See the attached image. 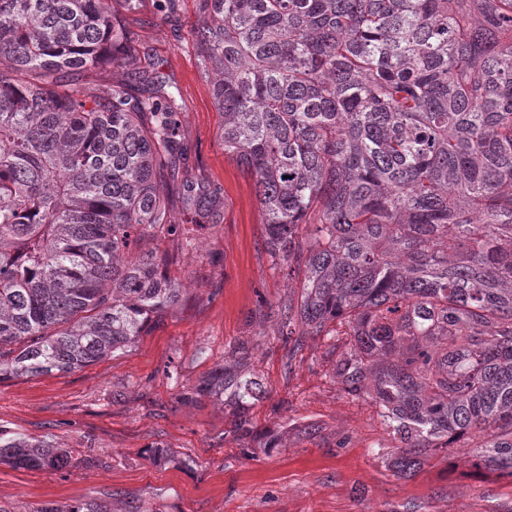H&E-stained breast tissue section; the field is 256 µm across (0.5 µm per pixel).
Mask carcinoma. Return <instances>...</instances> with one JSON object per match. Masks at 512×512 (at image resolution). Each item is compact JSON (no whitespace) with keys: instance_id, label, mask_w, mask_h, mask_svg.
Wrapping results in <instances>:
<instances>
[{"instance_id":"carcinoma-1","label":"carcinoma","mask_w":512,"mask_h":512,"mask_svg":"<svg viewBox=\"0 0 512 512\" xmlns=\"http://www.w3.org/2000/svg\"><path fill=\"white\" fill-rule=\"evenodd\" d=\"M143 0H0V378L69 372L134 344L186 292V226L224 223L189 169L179 92L122 13ZM224 155L252 178L288 357L308 336L379 409L408 479L466 440L512 477V0H199ZM136 70L103 91L104 65ZM83 75L73 83L65 74ZM164 245L144 250L146 239ZM241 339L195 392L236 439L281 448ZM75 449L0 429V464ZM36 512H107L99 502Z\"/></svg>"}]
</instances>
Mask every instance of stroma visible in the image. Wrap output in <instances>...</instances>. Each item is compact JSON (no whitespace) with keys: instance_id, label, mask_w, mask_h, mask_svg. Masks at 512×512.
I'll return each instance as SVG.
<instances>
[{"instance_id":"obj_1","label":"stroma","mask_w":512,"mask_h":512,"mask_svg":"<svg viewBox=\"0 0 512 512\" xmlns=\"http://www.w3.org/2000/svg\"><path fill=\"white\" fill-rule=\"evenodd\" d=\"M199 21V0H179L170 16L147 0L125 17L154 76L180 91L190 166L223 188L224 223L184 251L183 302L137 343L76 371L0 381V427L77 451L62 471L0 465V502L15 512L77 501L110 512H512V476L472 469L464 447L396 478L377 407L336 382L325 341L306 338L289 356L259 307L287 297L288 281L270 267L251 179L224 155ZM240 339L255 344L268 390L253 418L288 426L287 447L243 448L219 402L179 398Z\"/></svg>"}]
</instances>
